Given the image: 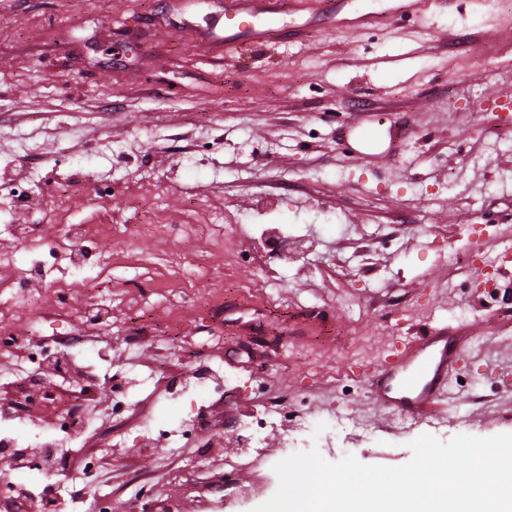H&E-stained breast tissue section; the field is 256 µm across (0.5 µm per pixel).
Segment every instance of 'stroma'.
Here are the masks:
<instances>
[{
	"mask_svg": "<svg viewBox=\"0 0 512 512\" xmlns=\"http://www.w3.org/2000/svg\"><path fill=\"white\" fill-rule=\"evenodd\" d=\"M293 6L288 22L304 32L241 55L210 42L224 30V0H0V195L27 189L0 222V253L38 260L20 249V224L48 240L62 222L145 225L126 201L139 167L169 212L196 227L165 243L148 231L132 246L120 235L98 241L112 255L98 280L110 311L102 325L85 324L82 295L57 321L0 292V309L35 339L84 338L153 376L124 415L120 446L88 441L101 454L96 473L84 477L72 459L85 500L142 473L159 488L157 512H254L277 482L216 505L190 489L244 458L248 482L266 475L257 449L217 425L276 392L288 407L268 431L272 457L281 428L301 420L325 460L368 465L407 463L425 433H512V125L485 102L512 92V0H431L421 18L354 32L320 21L316 0ZM367 128L365 145L343 138ZM20 131L36 153L20 149ZM200 199L222 213L223 244L200 223ZM267 224L304 241L276 262L277 288L256 287L261 270L247 261ZM480 236L499 252L496 266L471 261ZM133 280L157 289L141 294ZM228 281L274 309L275 341L265 322L245 339L217 329L208 303ZM443 325L469 338L450 407L417 427L384 416L365 393L368 366ZM203 361L223 364L235 391L199 434L211 455L194 467L193 448L138 423ZM334 413L327 439L318 423Z\"/></svg>",
	"mask_w": 512,
	"mask_h": 512,
	"instance_id": "stroma-1",
	"label": "stroma"
}]
</instances>
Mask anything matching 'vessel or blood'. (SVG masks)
Masks as SVG:
<instances>
[{
  "label": "vessel or blood",
  "instance_id": "1",
  "mask_svg": "<svg viewBox=\"0 0 512 512\" xmlns=\"http://www.w3.org/2000/svg\"><path fill=\"white\" fill-rule=\"evenodd\" d=\"M350 0H320L322 11L337 22L356 27L368 21L392 22L412 14L420 0H376L374 11L363 14ZM283 0H225L226 47L245 52L282 38ZM466 343L459 329L427 330L394 347L366 376L370 397L393 415L418 418L435 414L448 397V374Z\"/></svg>",
  "mask_w": 512,
  "mask_h": 512
}]
</instances>
